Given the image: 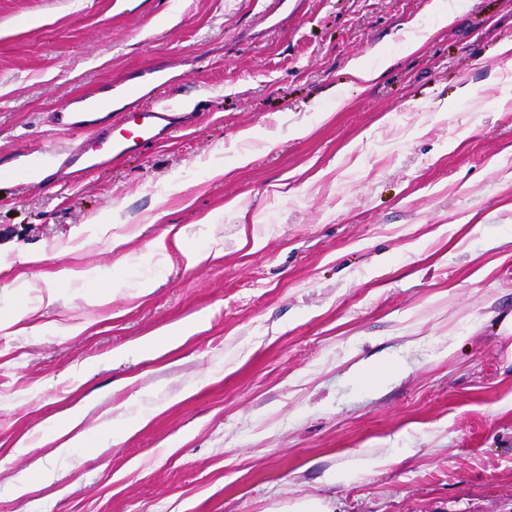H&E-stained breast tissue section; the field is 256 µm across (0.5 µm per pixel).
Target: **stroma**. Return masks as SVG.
Here are the masks:
<instances>
[{"label": "stroma", "mask_w": 512, "mask_h": 512, "mask_svg": "<svg viewBox=\"0 0 512 512\" xmlns=\"http://www.w3.org/2000/svg\"><path fill=\"white\" fill-rule=\"evenodd\" d=\"M268 2L0 0L1 166L78 139L53 112L149 67L192 109L80 182L0 179V512H286L309 495L512 512V0H465L444 27L432 0ZM172 224L208 258L155 251ZM90 269L116 279L109 300L49 278ZM196 315L178 347L134 352ZM372 358L406 373L365 387L349 370ZM73 406L93 439L156 413L104 452L53 455ZM37 459L51 486L17 496Z\"/></svg>", "instance_id": "stroma-1"}]
</instances>
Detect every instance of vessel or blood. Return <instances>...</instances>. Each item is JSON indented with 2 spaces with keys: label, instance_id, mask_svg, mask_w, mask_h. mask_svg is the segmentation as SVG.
Segmentation results:
<instances>
[{
  "label": "vessel or blood",
  "instance_id": "1",
  "mask_svg": "<svg viewBox=\"0 0 512 512\" xmlns=\"http://www.w3.org/2000/svg\"><path fill=\"white\" fill-rule=\"evenodd\" d=\"M155 73L145 70L112 84L109 99L84 97L71 112H57L58 125L84 131L62 150H48L18 167L0 171V176L18 183L40 181L47 172L73 171L75 176L101 169L112 160L159 142L171 128L172 105L142 91Z\"/></svg>",
  "mask_w": 512,
  "mask_h": 512
}]
</instances>
